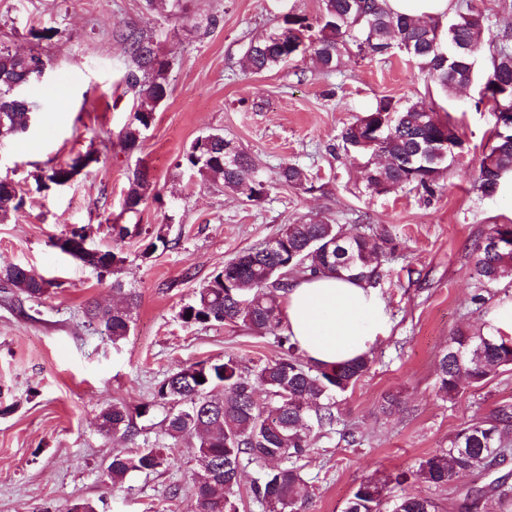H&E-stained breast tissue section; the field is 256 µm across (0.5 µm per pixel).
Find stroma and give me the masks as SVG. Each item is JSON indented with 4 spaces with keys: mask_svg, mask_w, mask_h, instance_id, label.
<instances>
[{
    "mask_svg": "<svg viewBox=\"0 0 512 512\" xmlns=\"http://www.w3.org/2000/svg\"><path fill=\"white\" fill-rule=\"evenodd\" d=\"M321 10L322 0H189L184 12L150 11L144 0H0V47L49 59L45 76L25 89L36 112L29 132L0 147V177L25 199L23 213L0 223V267L27 266L47 283L37 299L0 292V512H67L77 502L94 512H191L194 441L166 435L169 407L153 401L159 382L195 362L232 358L250 366L280 349L273 336L187 324L179 313L239 252L316 217L350 234L389 225L395 250L382 259L377 284L389 331L371 350L369 372L337 396L333 426L314 440L303 469L313 489L304 512H343L365 477L413 470L447 447L461 424L512 407V370L497 371L480 388L461 385L452 401L435 386L453 333L512 304V275L486 285L472 260L492 225L512 224V187L488 197L475 183L493 114L480 103L478 85L444 93L396 50L345 55L329 75L306 55L263 73L249 69L252 39L287 14L314 19ZM42 29L52 38L35 39ZM131 29L153 39L168 60L170 94L129 152L119 133L135 106L123 81L130 53L122 35ZM384 96L454 118L464 149L433 192L413 185L373 191L343 149V128ZM213 130L236 141L274 182L281 165L302 166L311 190L275 182L253 201L179 169L183 150ZM88 151L97 161L69 184L42 181L50 168ZM137 167L147 169L153 195L133 215L123 200ZM114 223L141 231L117 243ZM75 224L90 225L93 247L122 254L113 277L99 278L54 247ZM159 233L167 248L146 253ZM116 279L138 300L128 335L115 342L88 326L85 311L111 306ZM390 393L399 404L385 413L380 405ZM115 401L132 410L150 403L134 418L135 436L100 431L98 416ZM348 431L358 444H346ZM154 444L169 449L166 469L130 473L118 486L107 480L115 451ZM501 477L512 491V454L482 477L461 476L429 494L442 512H457L460 491Z\"/></svg>",
    "mask_w": 512,
    "mask_h": 512,
    "instance_id": "1",
    "label": "stroma"
}]
</instances>
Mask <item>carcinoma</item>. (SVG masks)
<instances>
[{
    "mask_svg": "<svg viewBox=\"0 0 512 512\" xmlns=\"http://www.w3.org/2000/svg\"><path fill=\"white\" fill-rule=\"evenodd\" d=\"M485 14L468 0L466 12L448 26V43L465 44L481 51L488 49L490 64L482 79V99L493 112L495 123L488 153L483 157L475 182L479 190L493 196L501 189L504 176L512 173V128L504 125L501 106L512 108V35L505 32L484 42ZM129 43L131 66L126 74L128 89L136 99L133 117L120 132L127 149L140 146L143 128L155 120L156 109L169 95V62L151 47V42L135 31L123 35ZM435 21L396 14L381 0H323L315 22L300 15H288L274 31L250 43L246 55L255 73L271 70L288 60L309 54L323 74L335 72L344 54L359 56L387 54L398 47L418 70L442 90L452 92L472 83L474 57L449 59L439 50ZM43 55H21L0 48V140L9 141L27 132L25 110L15 104L13 83L35 76L30 64ZM387 119L382 136L374 135L381 119ZM460 139L449 115H440L432 106L420 103L401 105L390 98L379 99L373 107L341 132L345 150L370 159L384 157V165H372L365 175L367 186L378 191L415 184L428 192L454 160L427 163L420 151L431 144ZM179 165L200 177L240 192L251 200L263 198L269 180L251 157L222 132L196 137L183 151ZM277 182L297 190L308 189L309 175L299 165L286 164ZM152 183L148 171L134 169L128 175L124 211L137 214L149 197ZM22 195L0 188V222L16 216L24 207ZM337 224L323 219L288 224L277 235L279 249L267 253L259 247L244 251L215 271L183 306L180 318L187 324L235 325L276 339L280 355L254 367L229 358L223 362H196L165 378L154 399L174 406L165 418V430L177 440L196 439L201 469L193 473V512H239L240 470L244 463L281 459L284 464L263 472L251 493L264 512H301L309 501V486L300 462L310 458L313 440L326 426L333 425L335 396L360 381L371 364L364 355L333 367L308 362L282 332L280 293L294 278L348 271L354 278L374 284L380 279V256L393 251L390 228H370L368 234L345 236ZM124 262L119 253L102 251V256L81 258V263L100 277L113 273ZM474 270L487 285L497 283L512 272V247L488 250L485 242L474 249ZM113 289L125 295L126 304L87 311L102 335L116 342L128 335L131 306L136 294L115 280ZM0 289L19 291L30 297L43 295L47 288L32 270L18 265L0 268ZM512 367V339L498 338L480 331L459 330L453 334L437 369L441 397L454 399L465 380L483 386L490 375ZM204 378L199 382L198 378ZM271 406L263 416L255 401L257 388ZM102 424L112 432L127 436L134 428L129 408L114 402L100 414ZM512 411L496 407L485 420L465 423L450 440L423 457L410 474L362 480L347 501L344 512H438L435 500L420 493L404 494L388 502L385 489L392 481L412 480L443 488L460 474L481 476L505 460L507 429ZM169 465L163 446H149L112 455L105 475L120 484L132 472H156Z\"/></svg>",
    "mask_w": 512,
    "mask_h": 512,
    "instance_id": "carcinoma-1",
    "label": "carcinoma"
}]
</instances>
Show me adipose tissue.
Instances as JSON below:
<instances>
[{
	"label": "adipose tissue",
	"instance_id": "1",
	"mask_svg": "<svg viewBox=\"0 0 512 512\" xmlns=\"http://www.w3.org/2000/svg\"><path fill=\"white\" fill-rule=\"evenodd\" d=\"M280 301L285 335L320 366L368 353L388 327L385 303L376 289L344 275L294 279Z\"/></svg>",
	"mask_w": 512,
	"mask_h": 512
}]
</instances>
